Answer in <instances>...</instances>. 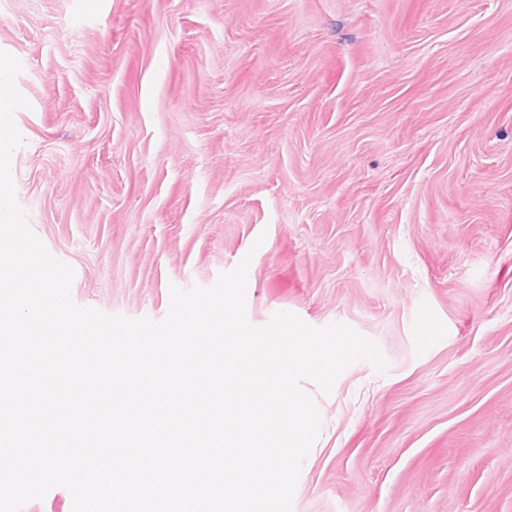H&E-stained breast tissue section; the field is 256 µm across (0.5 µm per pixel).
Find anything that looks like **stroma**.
Wrapping results in <instances>:
<instances>
[{
    "instance_id": "1",
    "label": "stroma",
    "mask_w": 512,
    "mask_h": 512,
    "mask_svg": "<svg viewBox=\"0 0 512 512\" xmlns=\"http://www.w3.org/2000/svg\"><path fill=\"white\" fill-rule=\"evenodd\" d=\"M0 0L18 204L81 307L343 323L292 512H512V0Z\"/></svg>"
}]
</instances>
